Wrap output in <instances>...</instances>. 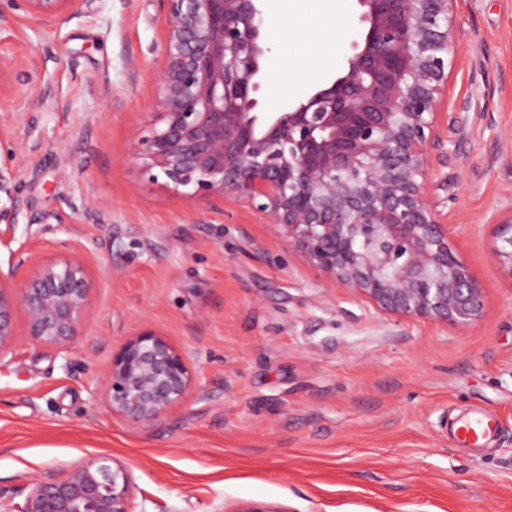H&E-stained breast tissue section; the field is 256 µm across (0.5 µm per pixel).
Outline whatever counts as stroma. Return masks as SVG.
Instances as JSON below:
<instances>
[{"label": "stroma", "mask_w": 512, "mask_h": 512, "mask_svg": "<svg viewBox=\"0 0 512 512\" xmlns=\"http://www.w3.org/2000/svg\"><path fill=\"white\" fill-rule=\"evenodd\" d=\"M346 2L341 22L265 14L272 56L303 29L344 58L360 29ZM455 9L448 153L427 191L484 292L467 328L379 311L248 205L189 201L134 161L160 96V0H95L44 25L0 0V53L26 74L0 88V271L23 246L90 276L71 353L27 341L0 365L1 486L107 454L131 469L136 512H512V282L495 255L512 210V0ZM144 328L185 355L193 390L134 425L92 390ZM473 407L501 421L491 448L448 436Z\"/></svg>", "instance_id": "obj_1"}]
</instances>
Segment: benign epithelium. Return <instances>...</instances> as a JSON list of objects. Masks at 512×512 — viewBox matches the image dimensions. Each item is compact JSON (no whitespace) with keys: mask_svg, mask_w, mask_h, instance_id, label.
<instances>
[{"mask_svg":"<svg viewBox=\"0 0 512 512\" xmlns=\"http://www.w3.org/2000/svg\"><path fill=\"white\" fill-rule=\"evenodd\" d=\"M27 2L38 22L74 4ZM162 2L159 112L134 158L192 201L247 203L310 264L392 316L477 322L483 289L426 193L431 153L444 150L439 107L456 58L455 0H356L364 33L339 74L273 112L253 97L270 51L263 0ZM497 226L500 272L512 282V215ZM89 290L79 259L0 277V362L27 338L70 353ZM100 385L109 410L137 425L191 396L185 357L151 330L112 353ZM133 489L126 465L85 455L0 486V512H132ZM228 512L287 510L242 501Z\"/></svg>","mask_w":512,"mask_h":512,"instance_id":"obj_1","label":"benign epithelium"}]
</instances>
